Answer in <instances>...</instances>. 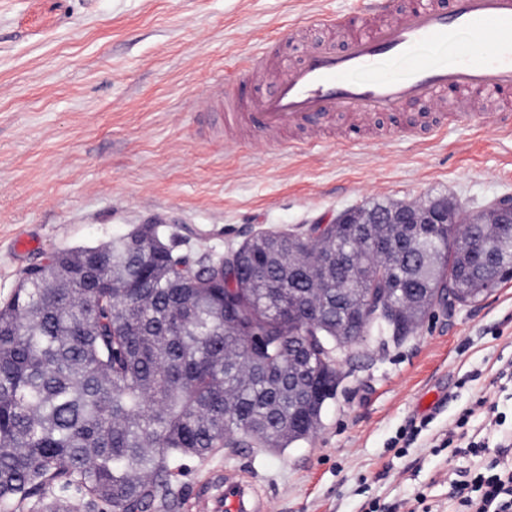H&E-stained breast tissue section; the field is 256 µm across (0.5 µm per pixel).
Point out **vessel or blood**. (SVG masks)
Wrapping results in <instances>:
<instances>
[{
  "instance_id": "b4317fda",
  "label": "vessel or blood",
  "mask_w": 512,
  "mask_h": 512,
  "mask_svg": "<svg viewBox=\"0 0 512 512\" xmlns=\"http://www.w3.org/2000/svg\"><path fill=\"white\" fill-rule=\"evenodd\" d=\"M321 27L348 28L343 43L327 40L302 63L273 83L263 96L212 97L224 112L225 128L242 124L265 132L303 130L297 149L323 141V121L330 112H394L443 95L503 102L496 112H441L414 136L425 139L464 122L480 129H512V0H421L404 8L400 0H370L367 11L324 13ZM482 45L476 55L416 56L429 45L459 47L461 38ZM213 512H268L266 499L240 474L225 472L222 490L210 498Z\"/></svg>"
}]
</instances>
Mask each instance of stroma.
Here are the masks:
<instances>
[{"mask_svg": "<svg viewBox=\"0 0 512 512\" xmlns=\"http://www.w3.org/2000/svg\"><path fill=\"white\" fill-rule=\"evenodd\" d=\"M365 0H0V300L51 253L102 245L139 224H164L183 244L216 252L262 230H304L373 201L416 205L436 196L465 213L512 195V130L452 125L417 141L402 132L425 103L384 116L349 145L296 152L264 132L224 139L199 99L271 40L289 64L307 46L288 25ZM40 246L17 253L14 241ZM512 282L449 312L434 308L397 345L359 342L339 366L336 398L308 440L280 454L225 449L187 460L177 512H206L198 486L244 470L270 512H362L363 504L426 495L452 512V483L490 455L442 447L462 414L484 426L478 400L497 404L512 432ZM439 390V408L421 397Z\"/></svg>", "mask_w": 512, "mask_h": 512, "instance_id": "1", "label": "stroma"}]
</instances>
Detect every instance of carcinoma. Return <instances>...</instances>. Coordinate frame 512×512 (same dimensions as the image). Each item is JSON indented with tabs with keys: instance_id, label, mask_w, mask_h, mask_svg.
<instances>
[{
	"instance_id": "obj_1",
	"label": "carcinoma",
	"mask_w": 512,
	"mask_h": 512,
	"mask_svg": "<svg viewBox=\"0 0 512 512\" xmlns=\"http://www.w3.org/2000/svg\"><path fill=\"white\" fill-rule=\"evenodd\" d=\"M348 210L336 237L259 232L224 257L173 251L158 224L26 269L0 301V512H173L187 459L280 452L336 398V328L381 346L416 328L413 289L448 305L512 280V224L484 239L448 203L436 224L381 239Z\"/></svg>"
}]
</instances>
